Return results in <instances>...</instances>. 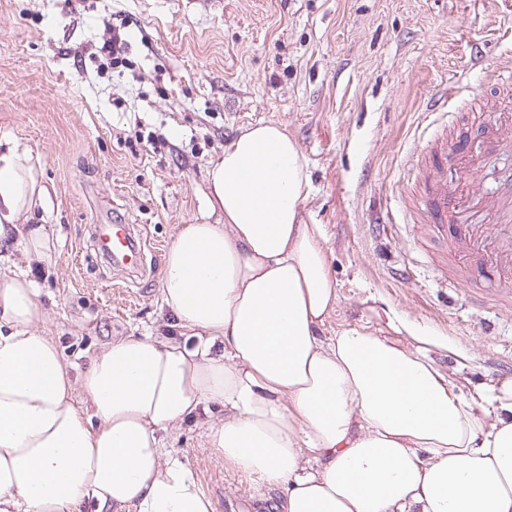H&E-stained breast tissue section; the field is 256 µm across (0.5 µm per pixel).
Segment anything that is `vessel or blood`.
<instances>
[{"mask_svg": "<svg viewBox=\"0 0 512 512\" xmlns=\"http://www.w3.org/2000/svg\"><path fill=\"white\" fill-rule=\"evenodd\" d=\"M484 79L512 99V67L488 65ZM492 125L498 151L511 152L512 113H499ZM410 166L415 170V183L412 189L397 193L399 208L440 234L447 242L449 259L460 269L498 267L500 293L512 299V184L485 201L488 220L465 224L460 220L462 204L483 201L484 161L469 157L466 146L449 140L443 132L413 152ZM92 241L95 252L113 265L132 272L141 268L144 249L136 243L131 225H94Z\"/></svg>", "mask_w": 512, "mask_h": 512, "instance_id": "obj_1", "label": "vessel or blood"}]
</instances>
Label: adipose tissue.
<instances>
[{"label":"adipose tissue","mask_w":512,"mask_h":512,"mask_svg":"<svg viewBox=\"0 0 512 512\" xmlns=\"http://www.w3.org/2000/svg\"><path fill=\"white\" fill-rule=\"evenodd\" d=\"M207 183L220 218L179 228L161 288L195 346L118 337L71 376L35 283L0 272V512H213L158 437L212 406L208 447L280 489L279 512H512V384L478 406L421 350L322 338L338 295L285 128H246ZM47 198L28 150L1 151V246L49 256L24 225Z\"/></svg>","instance_id":"adipose-tissue-1"}]
</instances>
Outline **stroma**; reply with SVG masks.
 I'll return each instance as SVG.
<instances>
[{
  "label": "stroma",
  "mask_w": 512,
  "mask_h": 512,
  "mask_svg": "<svg viewBox=\"0 0 512 512\" xmlns=\"http://www.w3.org/2000/svg\"><path fill=\"white\" fill-rule=\"evenodd\" d=\"M0 0V145L20 144L49 197L31 218L55 243L30 269L71 374L120 336L182 331L161 302L165 252L184 224H213L209 163L259 121L285 127L310 177L302 212L320 225L338 303L329 338L356 329L416 348L477 403L512 381V306L493 277L440 281L441 244L407 224L392 193L407 153L434 130L426 103L468 82L487 111L494 85L473 63L512 62V0ZM123 17L129 69L96 52ZM134 225L140 271L96 257L95 224ZM207 418L162 432L214 512H274L277 490L205 445Z\"/></svg>",
  "instance_id": "obj_1"
}]
</instances>
